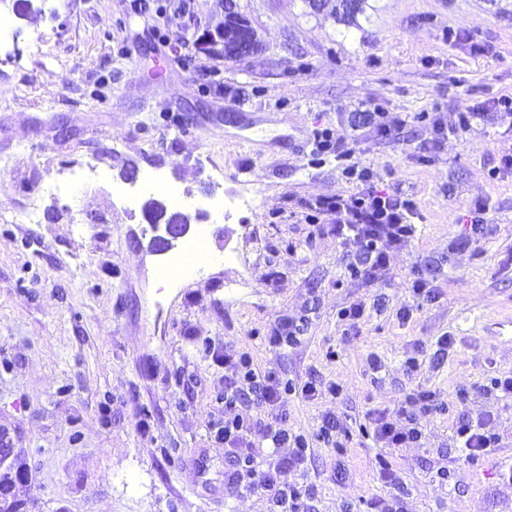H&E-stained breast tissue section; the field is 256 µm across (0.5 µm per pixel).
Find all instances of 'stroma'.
<instances>
[{
  "label": "stroma",
  "instance_id": "1",
  "mask_svg": "<svg viewBox=\"0 0 512 512\" xmlns=\"http://www.w3.org/2000/svg\"><path fill=\"white\" fill-rule=\"evenodd\" d=\"M41 7L28 18L0 6L12 19L0 35V432L28 456L17 497L40 512H269L261 487L274 475L309 487L306 512H512L500 481L512 408L499 411L500 447L476 463L451 447L445 416L423 420L416 448L378 447L361 429L417 387L452 397L512 373V131L496 114L512 95V0H365L349 24L305 0H191L177 32L173 0ZM231 11L262 50L198 49ZM468 108L481 119L449 133ZM365 112L406 123L384 137ZM325 128L354 139L378 188L418 202L383 286L346 278L348 247L306 220V203L356 186L315 151ZM130 164L132 207L115 193ZM150 172L200 212L187 238L216 256L163 286L170 255L145 233ZM480 202L492 226L469 246ZM416 267L437 297L404 320ZM359 302L367 321L340 320ZM299 321L293 344L273 342ZM241 352L288 386L275 405L237 406L258 424L245 449L217 437L224 359ZM308 381L317 396L301 395ZM326 415L344 424L342 451L314 443L288 471L263 425L312 436ZM248 455L255 490L241 494L224 475ZM380 457L395 483L378 479Z\"/></svg>",
  "mask_w": 512,
  "mask_h": 512
}]
</instances>
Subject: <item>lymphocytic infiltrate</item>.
<instances>
[{
    "instance_id": "1",
    "label": "lymphocytic infiltrate",
    "mask_w": 512,
    "mask_h": 512,
    "mask_svg": "<svg viewBox=\"0 0 512 512\" xmlns=\"http://www.w3.org/2000/svg\"><path fill=\"white\" fill-rule=\"evenodd\" d=\"M313 141L318 152L334 155L346 176L361 184L358 191L316 200L313 208L333 221L337 237L351 248L354 260L347 267L349 278L379 285L391 255L415 236L418 203L411 196L377 189L370 169L357 161L356 149L348 145L346 135L335 136L325 129L316 132ZM232 367L235 378L224 391V425L219 430L228 443L240 441L253 427L251 420L235 412L244 397L263 405L280 393L275 373L258 370L248 354H239ZM450 410V402L436 392L417 389L409 395L405 407L393 412L371 411L368 433L383 448L416 446L423 436L419 417L441 416ZM497 421L493 408L459 415L451 424L452 441L466 458L488 455L501 442Z\"/></svg>"
}]
</instances>
